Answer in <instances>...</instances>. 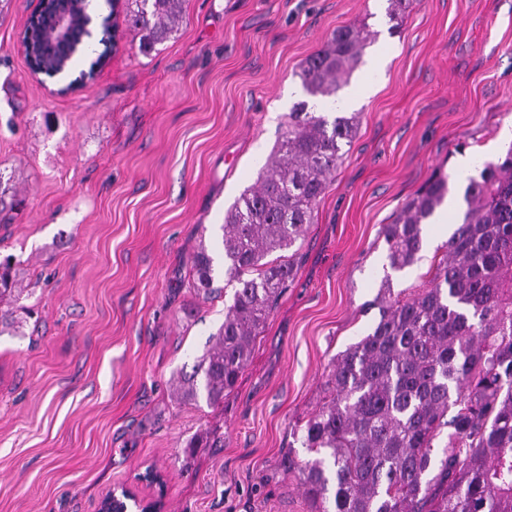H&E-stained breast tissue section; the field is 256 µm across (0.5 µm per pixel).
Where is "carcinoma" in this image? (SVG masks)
Listing matches in <instances>:
<instances>
[{
  "label": "carcinoma",
  "instance_id": "cac0c4a2",
  "mask_svg": "<svg viewBox=\"0 0 512 512\" xmlns=\"http://www.w3.org/2000/svg\"><path fill=\"white\" fill-rule=\"evenodd\" d=\"M180 0H125V14L148 56L177 32ZM372 34L344 26L298 73L306 93L332 98L360 63ZM357 131V115L328 120L288 114V133L266 160L257 187L244 191L221 227L224 323L191 373L177 377L181 403L212 407L237 387L259 329L293 279L297 252L330 177ZM448 194L438 173L382 226L391 268L420 261L423 226ZM468 210L408 297L380 292L371 331L333 359L327 396L297 429L315 457L298 469L311 512H512V147L469 178ZM19 205L0 175V213ZM290 254H284V251ZM277 254L270 260L268 256ZM191 287L211 293L214 257L190 258ZM11 258L0 261V305L22 299ZM448 428V445L434 441ZM202 433L190 448H216Z\"/></svg>",
  "mask_w": 512,
  "mask_h": 512
}]
</instances>
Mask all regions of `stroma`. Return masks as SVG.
<instances>
[{
    "label": "stroma",
    "mask_w": 512,
    "mask_h": 512,
    "mask_svg": "<svg viewBox=\"0 0 512 512\" xmlns=\"http://www.w3.org/2000/svg\"><path fill=\"white\" fill-rule=\"evenodd\" d=\"M37 0H0V173L21 210L0 226L37 313L0 334V512H98L105 493L153 470L162 512H309L282 460L310 454L293 431L322 404L334 356L379 319L380 234L439 171L497 160L512 125V0H185L151 56L129 28L66 78L30 70L21 45ZM374 42L351 83L371 84L359 126L237 388L214 409L180 404L224 320L197 296L189 261L220 253L226 210L254 186L288 129L303 62L336 28ZM74 81L63 92L65 81ZM447 240L424 226L421 262L392 277L421 288ZM224 438L193 448L196 434Z\"/></svg>",
    "instance_id": "1"
}]
</instances>
